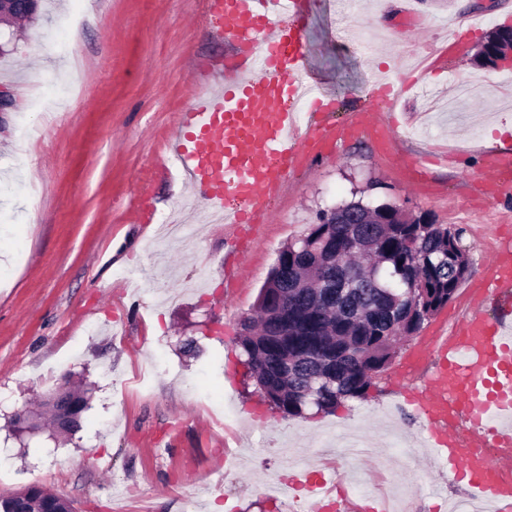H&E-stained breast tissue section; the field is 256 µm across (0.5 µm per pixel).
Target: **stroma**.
Masks as SVG:
<instances>
[{"label": "stroma", "instance_id": "obj_1", "mask_svg": "<svg viewBox=\"0 0 512 512\" xmlns=\"http://www.w3.org/2000/svg\"><path fill=\"white\" fill-rule=\"evenodd\" d=\"M501 27H512V0H309L306 67L336 118L383 76L411 88L389 117L388 150L359 134L295 175L274 220L236 245L233 280L223 225H196L188 243L157 238L158 218L191 197L155 165L200 91L192 73L207 64L221 79L232 54L204 0H43L33 25L1 36L0 88L16 106L0 114V493L36 483L75 512H183V491L197 512H284L288 467L336 462L354 497L405 494L412 512L467 501L422 445L406 393L436 368L412 365L421 343L449 333L481 294L487 252L512 245V197L486 203L469 180L492 138L512 151L498 132L512 124L501 71L476 63ZM449 30L468 38L465 55L445 57ZM62 85L73 90L65 109L36 112ZM358 199L463 229L471 273L400 343L367 400L313 424L289 419L247 377L241 324L279 250ZM143 210L153 223H135ZM70 373L92 389L78 431L16 437L15 412Z\"/></svg>", "mask_w": 512, "mask_h": 512}]
</instances>
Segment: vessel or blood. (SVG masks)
Instances as JSON below:
<instances>
[{"mask_svg":"<svg viewBox=\"0 0 512 512\" xmlns=\"http://www.w3.org/2000/svg\"><path fill=\"white\" fill-rule=\"evenodd\" d=\"M307 0H207L220 37L234 49L224 84L196 95L180 115L189 137L174 136L160 172L177 166L204 208L228 224L268 222L291 174L342 137L386 134L366 109L338 125L307 74L300 20ZM486 196L512 189V156L484 157ZM512 285V254L486 265L484 293ZM418 356L441 364L414 402L429 448L448 476L465 482L484 512H512V316L475 309L447 336L423 342Z\"/></svg>","mask_w":512,"mask_h":512,"instance_id":"b4317fda","label":"vessel or blood"}]
</instances>
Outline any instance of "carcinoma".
Returning a JSON list of instances; mask_svg holds the SVG:
<instances>
[{
  "instance_id": "cac0c4a2",
  "label": "carcinoma",
  "mask_w": 512,
  "mask_h": 512,
  "mask_svg": "<svg viewBox=\"0 0 512 512\" xmlns=\"http://www.w3.org/2000/svg\"><path fill=\"white\" fill-rule=\"evenodd\" d=\"M368 224L322 218L279 251L260 290L256 318L243 321L244 364L262 399L285 417L309 408L331 412L347 399L365 400L374 378L390 365L400 339L415 335L456 294L470 264L461 230L427 215L412 223L396 208L344 204ZM356 277L364 288L341 289ZM89 389L65 383L43 400L61 434L80 428ZM55 499L57 512L72 504L38 484L0 495V512H40Z\"/></svg>"
}]
</instances>
